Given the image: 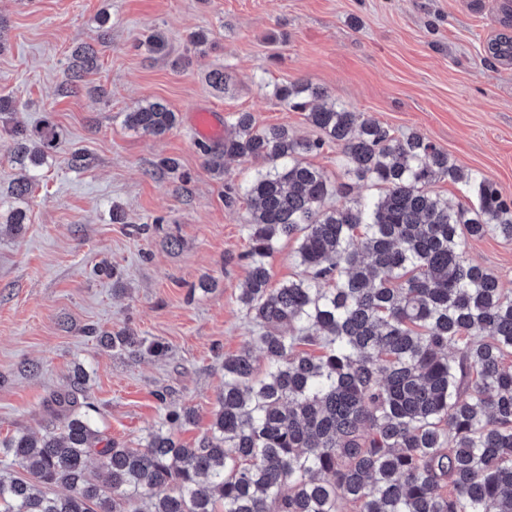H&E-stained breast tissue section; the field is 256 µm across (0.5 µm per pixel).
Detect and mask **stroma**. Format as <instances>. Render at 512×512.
<instances>
[{"instance_id":"obj_1","label":"stroma","mask_w":512,"mask_h":512,"mask_svg":"<svg viewBox=\"0 0 512 512\" xmlns=\"http://www.w3.org/2000/svg\"><path fill=\"white\" fill-rule=\"evenodd\" d=\"M495 0H0V439L46 425L75 368L102 437L145 444L168 410L190 444L224 388V357L255 327L237 301L246 199L227 205L260 167L212 171L188 117L203 104L257 126L318 137L303 113L268 88L306 78L395 132L417 131L454 163L512 199V67L484 47ZM203 44H195V33ZM95 66L71 90L67 69L84 45ZM226 75L227 86L212 84ZM160 101L177 120L164 136L128 128L127 112ZM61 134L39 168L21 164L19 122ZM79 163H72L73 154ZM179 163L176 171L163 159ZM34 177L17 196L19 181ZM468 256L512 289V241L470 243ZM162 342V357L111 353L88 327Z\"/></svg>"}]
</instances>
